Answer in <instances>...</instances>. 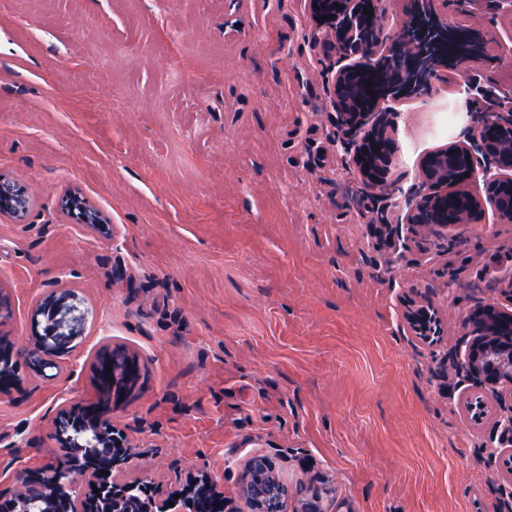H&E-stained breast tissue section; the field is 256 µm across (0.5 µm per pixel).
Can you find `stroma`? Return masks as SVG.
<instances>
[{
  "label": "stroma",
  "mask_w": 512,
  "mask_h": 512,
  "mask_svg": "<svg viewBox=\"0 0 512 512\" xmlns=\"http://www.w3.org/2000/svg\"><path fill=\"white\" fill-rule=\"evenodd\" d=\"M493 49L395 103V184L471 140L512 97V0H436ZM304 0H0V176L30 209L0 217V334L24 341L51 289L82 295L85 334L61 377L0 398V491L54 452L66 399H93L104 347L138 365L112 412L146 453L126 476L174 490L213 474L245 512L248 462L274 457L291 494L325 512H507L512 476L470 428L443 350L408 336L399 297L438 309L449 345L477 303L512 306V223L486 207L442 246L389 262L370 194L333 143L339 49ZM79 191L108 220L73 223Z\"/></svg>",
  "instance_id": "35a3bbf8"
}]
</instances>
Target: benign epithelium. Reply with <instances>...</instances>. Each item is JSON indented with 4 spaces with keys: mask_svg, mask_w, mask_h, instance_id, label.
<instances>
[{
    "mask_svg": "<svg viewBox=\"0 0 512 512\" xmlns=\"http://www.w3.org/2000/svg\"><path fill=\"white\" fill-rule=\"evenodd\" d=\"M375 2L306 0V7L311 17L322 18L318 22L322 46L332 45L342 52L330 98L335 122L344 129L340 146L364 185L385 198L393 186L391 173L398 153L392 103L428 91L434 80L457 69L460 56L484 53L490 42L475 28H458L440 19L434 0H417L413 14L398 24L393 36L383 39L375 23ZM367 8L371 13L367 22L354 26L351 19ZM367 68L377 76L381 90L376 100L355 109L350 105L352 80ZM497 104L498 109L479 122L476 139L450 143L420 158V195L404 198L405 225L389 224L384 210L366 207L367 227L387 241L390 261L404 251L427 250L450 228L476 223L487 203L501 221L512 222V196L494 198L470 188L478 176L489 189L512 186V99H500ZM461 163L469 176L459 173ZM29 207L26 190L0 176V215L22 217ZM63 212L76 224L91 228L105 224L102 215L85 205L76 192L64 196ZM72 300L71 292L53 289L32 311L30 335L23 348L28 372L42 374L47 367L60 366L84 335L87 316L72 306ZM400 302L409 335L428 347L444 344V324L429 300L411 291ZM467 323L470 332L463 340L465 351L454 349L455 366L470 383L462 402L464 418L470 427L479 429L494 415V401L500 393L512 391V349L501 345L503 337L512 335V311L480 304L469 312ZM58 411L78 419L80 429L93 436L95 447L88 449L86 458L73 462L72 437L57 438L53 462L58 479L42 487L43 512H181L185 500L190 501L192 512H226L224 488L203 469H188L179 486L166 496L153 494L146 479L127 480L124 471L135 452L127 432L112 424V406L88 409L74 400ZM495 425L500 430V448L491 457L499 471L512 475V411L498 416ZM256 468L264 479L252 483L247 477L243 483L254 504L252 512H283L289 490L276 461L257 456L247 472ZM35 483V468H16L10 488L0 493V512H30Z\"/></svg>",
    "mask_w": 512,
    "mask_h": 512,
    "instance_id": "obj_1",
    "label": "benign epithelium"
}]
</instances>
